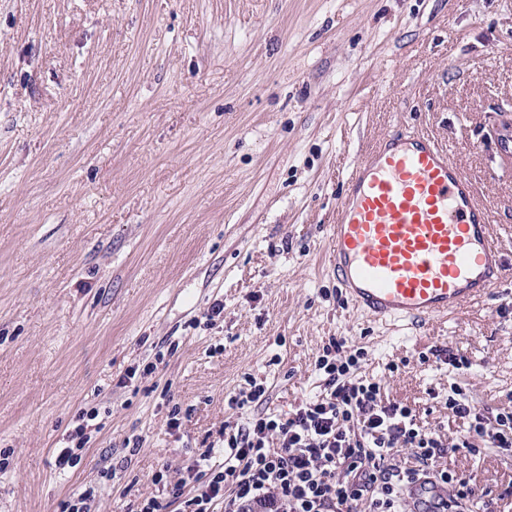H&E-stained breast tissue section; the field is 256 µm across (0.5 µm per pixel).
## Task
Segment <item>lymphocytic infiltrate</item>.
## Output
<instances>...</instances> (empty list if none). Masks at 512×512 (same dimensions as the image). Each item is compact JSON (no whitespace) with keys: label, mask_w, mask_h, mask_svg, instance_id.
I'll use <instances>...</instances> for the list:
<instances>
[{"label":"lymphocytic infiltrate","mask_w":512,"mask_h":512,"mask_svg":"<svg viewBox=\"0 0 512 512\" xmlns=\"http://www.w3.org/2000/svg\"><path fill=\"white\" fill-rule=\"evenodd\" d=\"M365 353L346 339L330 338L315 362L323 391L288 417H253L225 424L218 448H206L180 482L165 470L152 477L156 494L139 512H412L419 482L443 491L448 507L470 504L488 512L469 478L438 467L437 461L479 444L512 452V407H477L451 387L448 408L467 422L464 433L447 442L421 427L412 409L384 401L379 382L361 377ZM407 449L410 461L395 457Z\"/></svg>","instance_id":"lymphocytic-infiltrate-1"}]
</instances>
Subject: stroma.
Here are the masks:
<instances>
[{
  "label": "stroma",
  "instance_id": "stroma-1",
  "mask_svg": "<svg viewBox=\"0 0 512 512\" xmlns=\"http://www.w3.org/2000/svg\"><path fill=\"white\" fill-rule=\"evenodd\" d=\"M510 130L512 0H0V512L89 488L95 512H136L224 423L317 397L333 336L445 440L464 428L451 385L512 406V296L384 323L327 250L347 173L403 131L447 149L512 252ZM248 373L266 396L230 409ZM92 408L99 431L59 472ZM442 464L512 512V455ZM89 424H78L66 433V446L55 448V466L60 471L75 467L82 458V453L91 436L86 432Z\"/></svg>",
  "mask_w": 512,
  "mask_h": 512
}]
</instances>
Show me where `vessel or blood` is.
<instances>
[{
    "label": "vessel or blood",
    "instance_id": "obj_1",
    "mask_svg": "<svg viewBox=\"0 0 512 512\" xmlns=\"http://www.w3.org/2000/svg\"><path fill=\"white\" fill-rule=\"evenodd\" d=\"M330 265L360 312L418 326L512 278L473 182L434 138L388 134L354 165L337 204Z\"/></svg>",
    "mask_w": 512,
    "mask_h": 512
}]
</instances>
